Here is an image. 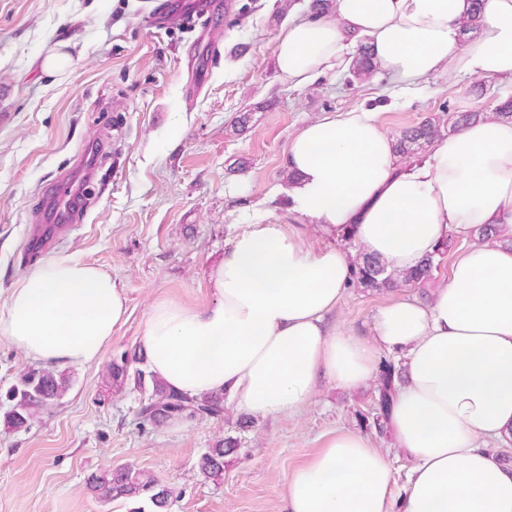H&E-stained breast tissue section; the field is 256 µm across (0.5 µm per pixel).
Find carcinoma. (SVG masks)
<instances>
[{"instance_id": "1", "label": "carcinoma", "mask_w": 512, "mask_h": 512, "mask_svg": "<svg viewBox=\"0 0 512 512\" xmlns=\"http://www.w3.org/2000/svg\"><path fill=\"white\" fill-rule=\"evenodd\" d=\"M375 69L368 47H362L352 61L350 73L357 80L369 79ZM442 136V126L426 121L405 131L398 143L399 153L405 156L418 154L424 146ZM436 267L432 257L424 259L416 268L402 274L386 271L375 258L361 254L356 259L357 284L370 289H399L422 287L432 276ZM132 359L124 353L108 365L107 384L123 389L129 383L144 393L139 402L137 417L143 428H156L170 420L219 421L224 418L226 407L224 395H210L202 399L191 398L168 388L151 372L131 367ZM401 380L400 369L392 361H383L378 377V407L374 425L382 434L387 425L391 403ZM70 385V376L57 374L45 368H33L21 376L5 394L10 407L3 413V425L7 429L20 431L31 425L37 413L58 403ZM237 451V444L225 439L202 454L198 468L208 478L219 480L224 475V458ZM90 489L99 498L110 500L124 497L146 500L158 509L168 507L172 492L159 489L153 479L131 467L109 470L95 475L90 480Z\"/></svg>"}]
</instances>
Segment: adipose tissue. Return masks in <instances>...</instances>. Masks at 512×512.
<instances>
[{
    "instance_id": "obj_1",
    "label": "adipose tissue",
    "mask_w": 512,
    "mask_h": 512,
    "mask_svg": "<svg viewBox=\"0 0 512 512\" xmlns=\"http://www.w3.org/2000/svg\"><path fill=\"white\" fill-rule=\"evenodd\" d=\"M470 0H336L297 14L277 38L279 77L294 88L348 70L368 43L377 73L403 93L427 78L512 83V0H484L475 38ZM289 179L264 201H285L297 224H272L259 203L239 208L242 231L212 270V304L155 303L144 342L149 368L191 397L223 395L252 417L299 413L321 384L369 386L380 353L403 359L388 429L410 461L395 492L387 453L351 431L327 438L296 468L284 512H512V121L486 116L402 162L374 107L308 122L288 142ZM263 201V202H264ZM314 225L329 242L311 247ZM492 230L419 296L399 291L370 329L331 318L355 266L352 238L387 270L405 272L451 235ZM125 293L98 266L69 256L40 262L0 310V339L61 370L98 364L127 319Z\"/></svg>"
}]
</instances>
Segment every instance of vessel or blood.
I'll use <instances>...</instances> for the list:
<instances>
[{
    "label": "vessel or blood",
    "instance_id": "1",
    "mask_svg": "<svg viewBox=\"0 0 512 512\" xmlns=\"http://www.w3.org/2000/svg\"><path fill=\"white\" fill-rule=\"evenodd\" d=\"M95 175V167L80 162L59 178L38 212L37 224L30 227L28 254L51 249L65 233L83 223L89 209L86 193Z\"/></svg>",
    "mask_w": 512,
    "mask_h": 512
}]
</instances>
